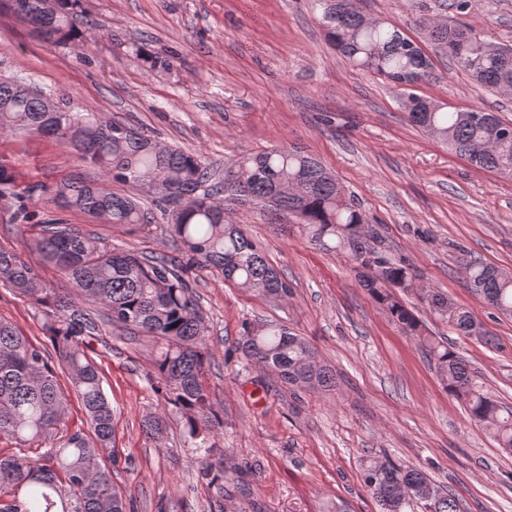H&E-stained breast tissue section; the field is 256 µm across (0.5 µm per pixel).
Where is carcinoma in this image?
<instances>
[{
	"label": "carcinoma",
	"instance_id": "carcinoma-1",
	"mask_svg": "<svg viewBox=\"0 0 512 512\" xmlns=\"http://www.w3.org/2000/svg\"><path fill=\"white\" fill-rule=\"evenodd\" d=\"M18 17L39 23L48 39L69 36L86 22L80 0H6ZM318 23L330 46L353 67L376 79L403 86L408 123L479 169L512 177V121L474 107L448 109L418 95L412 78H434L433 63L419 40L394 23H375L358 0H317ZM427 41L469 78L497 93L512 92V45L487 42L463 23L421 17ZM28 132L69 146L94 172H75L58 183L46 202L83 213L99 224L145 229L161 218L177 256L144 254L110 244L71 224L39 221L26 206L13 220L27 247L59 269L73 293L46 285L39 269L13 250L0 247V286L24 298L43 315L51 347L37 345L11 322L0 319V441L18 446L46 437L66 416L71 397L84 421L66 431L57 448L35 461L0 449V484L13 488L0 498V512H130L128 489L112 481L120 460L115 453V412L103 377L88 354L89 341L118 326L147 337L153 346L148 383L164 406L184 419V432L199 449L197 478L215 489L210 512H224V458L213 454L210 434L224 426L214 410L206 376L210 366L196 272L209 268L224 281L262 297L285 300L290 288L241 225L228 205L261 207L270 220L326 252L345 255L388 320L423 350L448 395L464 407L470 422L512 453V406L490 394L484 382L448 342L431 336L401 296L415 295L464 336L487 339L474 315L447 294L419 283L421 274L404 259L375 246L361 234L368 224L361 208L336 176L297 147H273L242 156L224 170L229 183L198 152L161 145L130 123L99 112H71L45 92L15 77L0 79V133ZM127 187L114 192L109 182ZM18 175L0 161V198H19ZM466 287L499 315L512 318V272L463 261ZM240 358L268 370L293 389L313 393L336 387V373L302 336L277 322L242 325ZM68 387H62L59 374ZM165 413L144 421L158 440ZM363 483L379 512H462L459 500L416 467L384 455L368 459Z\"/></svg>",
	"mask_w": 512,
	"mask_h": 512
}]
</instances>
